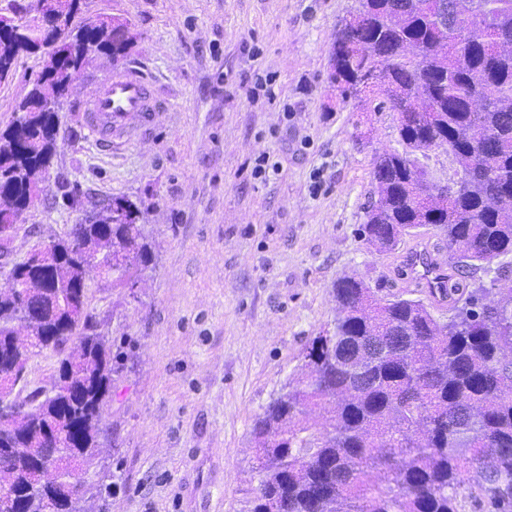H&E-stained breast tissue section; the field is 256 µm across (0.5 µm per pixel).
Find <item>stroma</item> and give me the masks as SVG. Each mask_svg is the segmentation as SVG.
I'll return each mask as SVG.
<instances>
[{
  "mask_svg": "<svg viewBox=\"0 0 512 512\" xmlns=\"http://www.w3.org/2000/svg\"><path fill=\"white\" fill-rule=\"evenodd\" d=\"M85 3L129 20L127 60L165 102L101 154L81 109L116 66L95 57L82 68L12 258L63 237L96 204H132L148 263L125 285L87 280L88 311L122 357L108 442L83 467L84 487L101 512H242L258 479L254 422L303 376L313 338L333 331L336 279L424 300L406 256L448 251L430 228L384 253L358 233L373 160L402 143L382 96L345 100L329 79L356 0ZM42 68V56H20L0 83L1 128Z\"/></svg>",
  "mask_w": 512,
  "mask_h": 512,
  "instance_id": "obj_1",
  "label": "stroma"
}]
</instances>
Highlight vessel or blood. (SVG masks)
I'll return each instance as SVG.
<instances>
[{
	"instance_id": "b4317fda",
	"label": "vessel or blood",
	"mask_w": 512,
	"mask_h": 512,
	"mask_svg": "<svg viewBox=\"0 0 512 512\" xmlns=\"http://www.w3.org/2000/svg\"><path fill=\"white\" fill-rule=\"evenodd\" d=\"M158 102L154 83L138 65H129L104 78L95 97L84 107V124L101 151L124 143L135 127L147 123ZM408 262L422 267L424 286L434 302H441L449 281L448 267L430 253H412Z\"/></svg>"
}]
</instances>
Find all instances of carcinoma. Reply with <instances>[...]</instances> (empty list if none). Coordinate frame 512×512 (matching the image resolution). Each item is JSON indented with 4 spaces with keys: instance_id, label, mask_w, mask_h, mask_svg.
<instances>
[{
    "instance_id": "1",
    "label": "carcinoma",
    "mask_w": 512,
    "mask_h": 512,
    "mask_svg": "<svg viewBox=\"0 0 512 512\" xmlns=\"http://www.w3.org/2000/svg\"><path fill=\"white\" fill-rule=\"evenodd\" d=\"M364 0L336 31L330 80L347 100L371 89L399 115L403 151L373 162L377 199L360 227L378 251L430 226L460 272L446 292L451 315L436 319L419 299L377 297L345 275L334 288V334L313 341L307 375L257 419L259 478L246 512H459L461 492L488 512H512V261L490 287L477 274L512 255V0ZM84 0H38L37 14L0 13V82L23 54L46 56L40 74L0 132V225L17 226L30 188L46 180L73 53L88 44L118 62L131 41L112 17L86 16ZM494 97L481 110L473 103ZM448 151L469 175L461 193L428 191L416 154ZM44 258L0 264V402L16 412L0 426V496L20 512H96L79 468L103 445L112 395L109 337L88 313L86 280H131L148 248L131 206L103 204L97 223L73 225L34 249ZM59 358L52 395L26 378L30 360Z\"/></svg>"
}]
</instances>
